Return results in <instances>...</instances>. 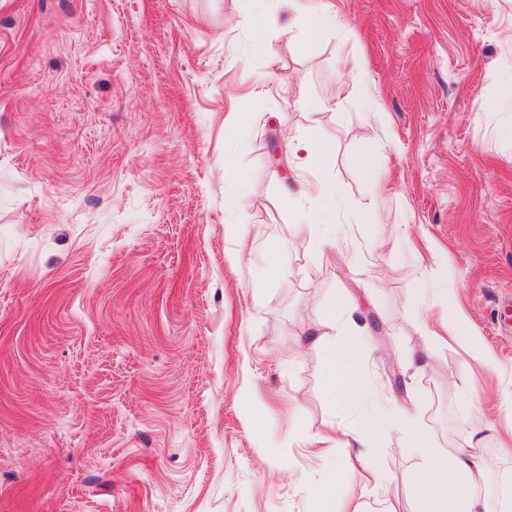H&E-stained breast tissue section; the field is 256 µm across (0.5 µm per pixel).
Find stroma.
Returning a JSON list of instances; mask_svg holds the SVG:
<instances>
[{
    "label": "stroma",
    "instance_id": "stroma-1",
    "mask_svg": "<svg viewBox=\"0 0 512 512\" xmlns=\"http://www.w3.org/2000/svg\"><path fill=\"white\" fill-rule=\"evenodd\" d=\"M318 4L341 23L306 51ZM256 5L0 0V512H315L335 466L338 512H374L348 449L304 442L368 412L325 398L326 350L303 344L335 298L337 335L371 337L367 390L440 456L479 435L474 495L512 498V404L486 416L452 384L464 363L474 393L512 380V0ZM316 131L342 197L332 249L268 149ZM364 156L387 182L372 217ZM228 224L251 247L237 262ZM404 229L447 254V296ZM451 303L498 367L424 342L419 315ZM419 462L398 434L378 450L404 497Z\"/></svg>",
    "mask_w": 512,
    "mask_h": 512
}]
</instances>
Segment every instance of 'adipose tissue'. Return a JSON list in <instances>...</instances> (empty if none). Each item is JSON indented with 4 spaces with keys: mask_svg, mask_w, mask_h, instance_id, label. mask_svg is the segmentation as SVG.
<instances>
[{
    "mask_svg": "<svg viewBox=\"0 0 512 512\" xmlns=\"http://www.w3.org/2000/svg\"><path fill=\"white\" fill-rule=\"evenodd\" d=\"M288 151L303 173L322 174L328 169L332 156L330 143L317 136L289 139ZM307 190L313 194L316 205L301 215L302 224L321 243L335 245L336 216L341 209V196L335 182L321 179L308 185ZM445 335L467 355L480 359L485 365H494V356L475 341L468 317L460 308L449 309ZM368 351L369 343L363 335L348 337L343 343L331 347L323 379L328 400L353 404L366 397L360 374ZM390 433L404 434L409 447L419 449L421 453L420 471L413 479V498L419 505L418 512H478L479 503L471 490L483 483L485 473L475 440L449 450L446 466L436 465L435 450L429 437L412 426L406 407L394 404L375 413L369 419L367 430L315 435L308 445L312 448L353 449L351 470L366 482L386 489L393 480L378 468L367 445L371 436Z\"/></svg>",
    "mask_w": 512,
    "mask_h": 512,
    "instance_id": "1",
    "label": "adipose tissue"
}]
</instances>
